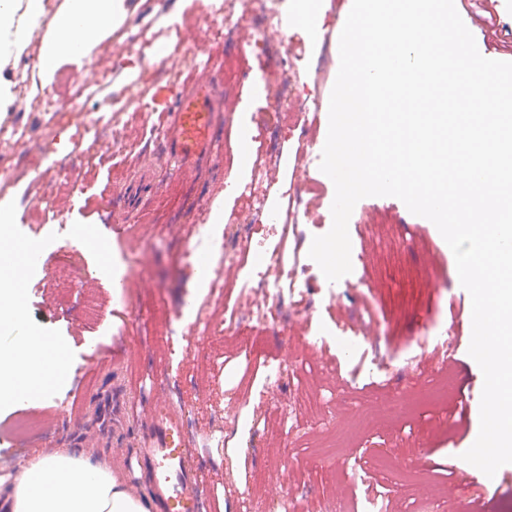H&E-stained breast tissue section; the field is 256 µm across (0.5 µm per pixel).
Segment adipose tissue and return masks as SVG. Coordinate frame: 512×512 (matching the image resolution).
I'll return each instance as SVG.
<instances>
[{
	"label": "adipose tissue",
	"mask_w": 512,
	"mask_h": 512,
	"mask_svg": "<svg viewBox=\"0 0 512 512\" xmlns=\"http://www.w3.org/2000/svg\"><path fill=\"white\" fill-rule=\"evenodd\" d=\"M125 0H65L51 17L52 35L37 66L52 75L58 64H82L115 20ZM47 17L44 0H0V69L22 53L24 33ZM18 216L0 206V333L23 315V271L31 246L11 232ZM67 370V351L41 330L30 329L20 341H0V406L20 397L36 399L59 384ZM0 505L6 512H155L151 496L132 495L125 477L109 458H92L68 449L33 455L21 469L0 474Z\"/></svg>",
	"instance_id": "adipose-tissue-1"
}]
</instances>
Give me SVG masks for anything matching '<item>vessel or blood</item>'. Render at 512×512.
Returning a JSON list of instances; mask_svg holds the SVG:
<instances>
[{"instance_id": "obj_1", "label": "vessel or blood", "mask_w": 512, "mask_h": 512, "mask_svg": "<svg viewBox=\"0 0 512 512\" xmlns=\"http://www.w3.org/2000/svg\"><path fill=\"white\" fill-rule=\"evenodd\" d=\"M219 110L215 91L190 89L178 94L174 113L164 115L165 138L182 172L192 171L210 153L212 118ZM179 421L171 413L153 421V435L142 456L157 479V495L164 512H199V494L192 477V462L174 445Z\"/></svg>"}]
</instances>
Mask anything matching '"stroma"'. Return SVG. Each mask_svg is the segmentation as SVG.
<instances>
[{
    "label": "stroma",
    "instance_id": "obj_1",
    "mask_svg": "<svg viewBox=\"0 0 512 512\" xmlns=\"http://www.w3.org/2000/svg\"><path fill=\"white\" fill-rule=\"evenodd\" d=\"M207 5L125 0L122 21L83 66L62 64L50 78L37 67L51 34L43 24L26 31L24 52L0 70L13 84L10 120L34 96L59 92L62 82L84 80L97 66L111 77L95 88L94 105L108 111L112 100L129 103L108 111L121 151L107 135L83 139L92 112L53 129L37 126L46 165L56 160L60 135L69 137L70 165L52 181L24 167L18 147L0 144V203L19 215L11 233L43 251L24 279V318L68 353L62 384L0 410V471L21 468L32 450L68 448L111 457L134 493H153L140 436L163 404L180 419L177 444L196 468L206 512H418L428 502L442 512H468L487 500L492 512H512V494L499 492L512 485V464L491 478L456 469L479 430L483 374L468 353L471 297L430 221L397 198L367 197L349 220L351 273L328 282L308 256L313 237L332 226L334 188L319 168L322 107L338 73L347 0H331L317 40L282 28L284 56L276 41L260 40L248 26L237 40H211ZM457 10L481 55L512 62V0H459ZM142 28L166 51L160 65L125 42ZM196 43L206 47L208 69H193L188 60ZM20 72L27 76L22 84ZM211 78L225 89L215 152L183 173L156 137L158 116L174 110L183 85ZM285 81L295 107L315 113L311 141L274 102L272 89ZM275 126L281 164L252 182L239 152L259 155ZM293 183L315 189L312 209L286 196ZM246 184L247 196L240 191ZM252 195L264 198L281 226L248 224L246 266L210 288L207 275L219 260L197 245L194 226L218 200L225 221L245 217ZM47 197L57 217L43 215ZM78 225L94 228L107 257L83 245ZM282 237L316 289L306 313L286 317L272 332L244 324L200 334L198 308L220 324L243 307L254 294V269ZM87 299L96 317L84 313ZM365 320L372 323L366 337ZM450 328L464 363L458 374L447 372L437 348ZM277 367L281 380L268 382ZM22 418L38 421L42 436L18 443Z\"/></svg>",
    "mask_w": 512,
    "mask_h": 512
}]
</instances>
